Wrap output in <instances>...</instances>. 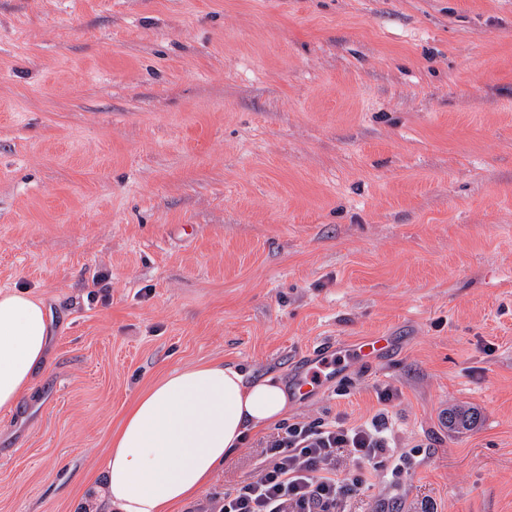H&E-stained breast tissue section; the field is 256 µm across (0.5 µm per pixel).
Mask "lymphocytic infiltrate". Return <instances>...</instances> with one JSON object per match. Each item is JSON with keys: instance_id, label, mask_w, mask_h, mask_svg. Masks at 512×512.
<instances>
[{"instance_id": "lymphocytic-infiltrate-1", "label": "lymphocytic infiltrate", "mask_w": 512, "mask_h": 512, "mask_svg": "<svg viewBox=\"0 0 512 512\" xmlns=\"http://www.w3.org/2000/svg\"><path fill=\"white\" fill-rule=\"evenodd\" d=\"M258 474L224 494L218 512H345L362 485L361 464H378L393 449L385 413L344 421L281 425L264 443Z\"/></svg>"}]
</instances>
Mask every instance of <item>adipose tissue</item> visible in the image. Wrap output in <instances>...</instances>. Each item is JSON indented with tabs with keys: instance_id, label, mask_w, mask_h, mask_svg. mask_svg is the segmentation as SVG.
<instances>
[{
	"instance_id": "ef3b65f1",
	"label": "adipose tissue",
	"mask_w": 512,
	"mask_h": 512,
	"mask_svg": "<svg viewBox=\"0 0 512 512\" xmlns=\"http://www.w3.org/2000/svg\"><path fill=\"white\" fill-rule=\"evenodd\" d=\"M51 319L44 302L0 290V410L31 392L45 367ZM278 378L209 361L178 368L138 394L111 432L104 462L115 512H173L207 487L245 434L286 418Z\"/></svg>"
}]
</instances>
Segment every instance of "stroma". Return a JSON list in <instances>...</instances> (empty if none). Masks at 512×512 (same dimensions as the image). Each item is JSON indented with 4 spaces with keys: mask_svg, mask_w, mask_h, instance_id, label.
Instances as JSON below:
<instances>
[{
    "mask_svg": "<svg viewBox=\"0 0 512 512\" xmlns=\"http://www.w3.org/2000/svg\"><path fill=\"white\" fill-rule=\"evenodd\" d=\"M2 288L52 336L0 411V512H107L109 433L163 373L288 387L326 346L288 422L382 411L397 443L347 512H512V0H0Z\"/></svg>",
    "mask_w": 512,
    "mask_h": 512,
    "instance_id": "1",
    "label": "stroma"
}]
</instances>
